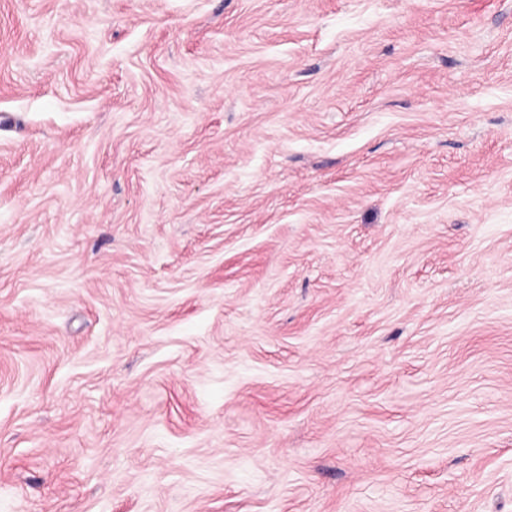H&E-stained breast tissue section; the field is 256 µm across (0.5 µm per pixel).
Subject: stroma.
Returning <instances> with one entry per match:
<instances>
[{
	"label": "stroma",
	"mask_w": 512,
	"mask_h": 512,
	"mask_svg": "<svg viewBox=\"0 0 512 512\" xmlns=\"http://www.w3.org/2000/svg\"><path fill=\"white\" fill-rule=\"evenodd\" d=\"M0 512H512V0H0Z\"/></svg>",
	"instance_id": "1"
}]
</instances>
